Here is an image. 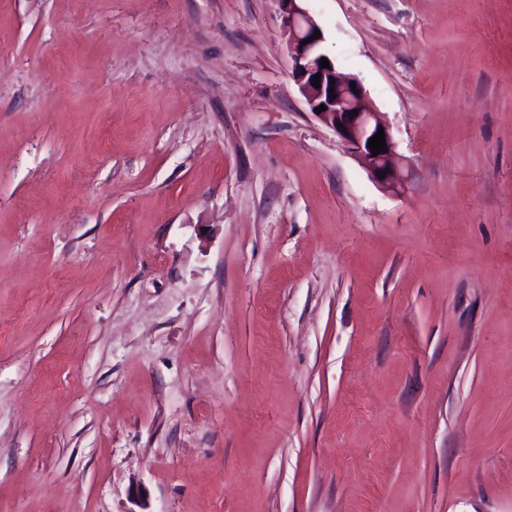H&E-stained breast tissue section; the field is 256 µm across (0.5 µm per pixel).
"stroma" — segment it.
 <instances>
[{"mask_svg":"<svg viewBox=\"0 0 512 512\" xmlns=\"http://www.w3.org/2000/svg\"><path fill=\"white\" fill-rule=\"evenodd\" d=\"M0 0V512H512V0ZM306 0H277L288 29V54L292 61V76L299 86L312 114L325 126L331 128L350 149L371 179L381 188L393 194H401L408 188L410 170L408 164L395 151L390 128L375 112L361 82L340 72L336 64L322 52L324 33L304 6ZM319 30L320 38L302 45ZM327 58L330 68L320 66V59ZM320 74V88L311 84L312 77ZM332 78V81H329ZM355 83L356 88H351ZM334 87L335 98L330 94ZM321 104L326 110L317 114ZM357 110V116L352 111ZM342 124L343 129L338 128ZM383 128L386 152L373 156L368 141ZM386 172L384 177H378Z\"/></svg>","mask_w":512,"mask_h":512,"instance_id":"1","label":"stroma"}]
</instances>
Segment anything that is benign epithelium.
<instances>
[{"mask_svg":"<svg viewBox=\"0 0 512 512\" xmlns=\"http://www.w3.org/2000/svg\"><path fill=\"white\" fill-rule=\"evenodd\" d=\"M277 2L288 29L292 76L310 111L340 137L377 185L393 194L405 192L410 180L408 164L397 155L391 130L374 110L361 82L340 72L333 62L328 68L320 66V59L326 57L322 52L324 38H313L320 25L304 6L305 0ZM308 38L312 42L303 44ZM317 74L321 78L316 87L311 80ZM321 105L326 110L318 114L316 108ZM380 130L385 133L386 151L375 156L368 141Z\"/></svg>","mask_w":512,"mask_h":512,"instance_id":"benign-epithelium-1","label":"benign epithelium"}]
</instances>
